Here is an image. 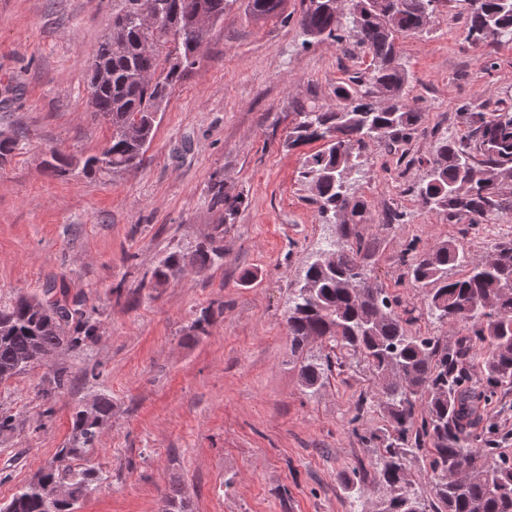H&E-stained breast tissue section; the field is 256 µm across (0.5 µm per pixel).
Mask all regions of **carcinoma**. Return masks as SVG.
Wrapping results in <instances>:
<instances>
[{
  "mask_svg": "<svg viewBox=\"0 0 512 512\" xmlns=\"http://www.w3.org/2000/svg\"><path fill=\"white\" fill-rule=\"evenodd\" d=\"M159 14L149 31L137 18V0H112L108 36L92 54L91 65L110 70V78L89 83L92 115L111 129L104 152L87 156L81 173L115 178L137 172L155 136L157 113L184 74L196 62L206 34L197 27L224 19L238 0H147ZM448 0H351L345 13L326 0H301L297 25L303 45L329 40L351 42L370 58L368 71L336 85V104L329 107L296 101L292 105L290 150L313 143L320 148L305 156L301 178L319 217L336 225V236L324 251L329 257L307 262L292 289L285 324L292 353L300 358L299 377L312 391L336 364L340 350L362 360L377 380V406L384 427L369 437L377 445L373 475L358 468L345 477L358 496L375 494L379 512H512V457L493 447L478 446L474 415L504 383H512V241L492 246L488 259L470 257L464 248L442 241L418 254L409 265L412 284L424 290L431 315L450 325L467 327L465 350L483 356L486 385H470L463 352L436 336L412 333L398 301L367 273L371 242L359 232L370 221L368 203L358 192L360 157L370 142L396 152L421 126L422 113L405 94L412 76L402 62L399 40L425 31ZM466 36L474 45L512 41V0H466ZM286 0H247L256 20L283 14ZM469 138L441 136L423 161L427 179L417 189L422 207L450 223L483 224L512 210V104L489 111L463 113ZM18 138L0 133V167L9 163ZM46 168L55 176L72 171V157L53 150ZM211 201L220 211L210 241L191 253L171 248L141 287L160 288L188 269L224 264L217 240L224 225L236 219L244 200L212 179ZM460 276L448 278V268ZM19 295L0 306V381L48 359L58 349L86 345L98 336V322L79 299ZM319 339L325 355H306ZM112 414V401L96 399L73 413L72 437L59 450L60 460L95 447ZM429 457L438 476L434 499L425 502L406 470L409 457ZM97 471H75L50 465L18 488L8 512H75L96 486ZM61 485L58 500H46L45 489ZM166 512H190L177 486L164 495Z\"/></svg>",
  "mask_w": 512,
  "mask_h": 512,
  "instance_id": "obj_1",
  "label": "carcinoma"
}]
</instances>
